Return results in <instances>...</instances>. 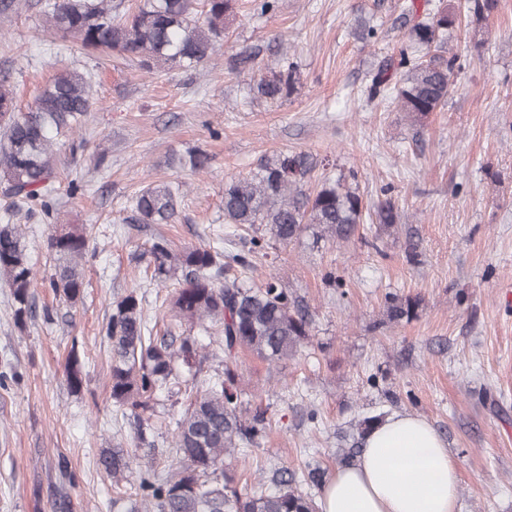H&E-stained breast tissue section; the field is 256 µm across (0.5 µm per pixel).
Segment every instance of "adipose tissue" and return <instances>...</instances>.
I'll list each match as a JSON object with an SVG mask.
<instances>
[{
	"label": "adipose tissue",
	"mask_w": 512,
	"mask_h": 512,
	"mask_svg": "<svg viewBox=\"0 0 512 512\" xmlns=\"http://www.w3.org/2000/svg\"><path fill=\"white\" fill-rule=\"evenodd\" d=\"M459 477L440 434L397 412L376 423L355 462L322 489L321 512H457Z\"/></svg>",
	"instance_id": "adipose-tissue-1"
}]
</instances>
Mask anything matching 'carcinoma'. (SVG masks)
<instances>
[{
  "mask_svg": "<svg viewBox=\"0 0 512 512\" xmlns=\"http://www.w3.org/2000/svg\"><path fill=\"white\" fill-rule=\"evenodd\" d=\"M498 0H469L471 18L480 23L497 8ZM425 17L413 23L396 57L378 68L369 86L371 98L383 97L416 121L440 110L448 101L456 55L439 54L448 29L461 25L459 16L443 0L425 2ZM241 0H137L119 8L112 0H41L51 33L73 43L81 55L107 59L114 55L146 73L160 68L191 70L214 59L223 41L226 20L239 11ZM235 68L252 74L250 91L256 98L277 103L295 88L296 66L284 57L278 69L265 73L258 56L241 54ZM91 73L65 68L43 86L25 112L16 104L15 87L0 74V194L9 205L0 212V276L6 278L15 304V318L23 324L36 315L34 272L15 224L20 214L51 219L61 198L57 181L54 140L74 133L93 105ZM313 171L305 153L279 152L261 159L246 177L224 184V223L262 226L270 239L286 243L305 229L338 241L352 239L363 223L362 198L348 180L325 179L314 190L304 189ZM181 185L152 181L133 198L135 224H170L177 214ZM368 210L375 235L397 224L395 202L384 194ZM86 225L57 224L48 237L53 259L49 287L72 305L84 288V261L89 248ZM145 272L156 285L176 282L172 310L181 320L206 321L215 327L224 349V372L203 379L192 376L195 390L185 411L174 421V443L167 473L153 465L136 469L135 498L120 512H318L312 489L325 484V473L311 469L296 477L284 471L274 487L254 485L243 492L224 471L226 458L243 454L266 432V410L257 407L242 415L235 389L240 353L248 351L268 362L291 357L311 339L308 309L271 277L251 285L248 253L224 254L207 246L173 249L161 234L151 238L144 252ZM387 317L413 315L411 299H387ZM112 351V399L137 422V446L152 447L157 429L166 421L154 417L151 402L158 394L181 384L182 371L202 366L204 345L193 336L176 341L169 328L162 335L146 319L142 298L132 290L112 302V315L102 328ZM70 388L79 391L83 376L78 358L66 367ZM382 415L366 416L355 425L352 447ZM100 466L117 477L131 470L130 455L121 449L103 450Z\"/></svg>",
  "mask_w": 512,
  "mask_h": 512,
  "instance_id": "cac0c4a2",
  "label": "carcinoma"
}]
</instances>
